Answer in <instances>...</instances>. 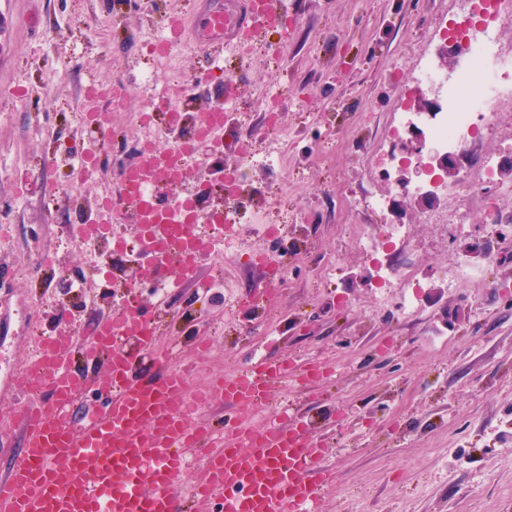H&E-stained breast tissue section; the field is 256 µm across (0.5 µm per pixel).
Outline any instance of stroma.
<instances>
[{
	"label": "stroma",
	"instance_id": "stroma-1",
	"mask_svg": "<svg viewBox=\"0 0 512 512\" xmlns=\"http://www.w3.org/2000/svg\"><path fill=\"white\" fill-rule=\"evenodd\" d=\"M202 0H0V409L23 403L7 380L31 365L36 336L68 324L77 344L111 312L140 268L104 245V276L90 273L78 240H96L89 204L117 189L131 155L97 161L82 202L56 195L71 180L87 138L85 98L130 117L164 90L186 113L230 101L240 121L211 155L212 176L228 163L251 188L247 233L198 263L196 281L136 291L158 324L170 366L191 361V383L236 371L247 358L274 355L321 365L309 389L275 380L270 404L242 418L272 423L291 405L324 446L336 480L319 492L320 512H512V104L500 107L478 148L462 149L455 178L484 160L498 165L479 203L458 211L445 193L418 200L397 192L400 174L380 157L399 150L392 131L401 103L418 92L420 53L436 54L437 29L464 15L467 0H278L287 26L253 35L217 60L221 82L199 80L210 60L191 35ZM186 32L175 48L183 79L142 81L141 45L168 16ZM278 100L279 134L257 104ZM288 144L287 167L242 162ZM388 200L376 209L374 198ZM499 224L491 235V224ZM274 225L276 237L260 227ZM402 224L407 237L370 255L355 248L365 227ZM497 261L484 279L459 287L456 264L480 245ZM53 267L23 270L35 251ZM281 259L278 270L254 261ZM410 263L424 282L418 308L403 312V289L382 283L383 265ZM231 274L224 290L206 287ZM84 283L82 293L69 283Z\"/></svg>",
	"mask_w": 512,
	"mask_h": 512
}]
</instances>
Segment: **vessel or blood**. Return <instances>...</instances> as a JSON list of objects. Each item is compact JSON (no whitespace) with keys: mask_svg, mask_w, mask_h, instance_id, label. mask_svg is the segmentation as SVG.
<instances>
[{"mask_svg":"<svg viewBox=\"0 0 512 512\" xmlns=\"http://www.w3.org/2000/svg\"><path fill=\"white\" fill-rule=\"evenodd\" d=\"M277 0H211L204 16L203 38L210 46L230 47L232 36L260 31L273 24ZM180 175L174 161L164 168L148 155L137 168L139 178L159 180L160 170ZM127 216L139 228L147 251H157L173 238L187 274H195L199 249L188 216L167 207L145 204L126 192ZM96 339L84 346L88 362L111 353L104 402L79 432L63 423L62 412L91 385L90 378L70 366L71 336L56 333L45 339L30 368L12 373L20 395L48 384V398L27 407L22 422L23 445L5 474L0 475V512H184L186 455L211 436L206 425L185 419L187 371L169 369L167 352L157 347L159 330L141 311L116 314L99 321ZM135 341L151 355L155 371L130 382L134 362L124 347ZM320 365L263 356L243 370L222 378L217 386L228 407L222 448L207 459L209 478L194 486V497L221 501V512H316L319 490L336 479L323 466L324 450L308 425L284 411L275 426L253 428L234 416L237 408L260 409L271 383L286 377L299 388L323 379Z\"/></svg>","mask_w":512,"mask_h":512,"instance_id":"b4317fda","label":"vessel or blood"}]
</instances>
